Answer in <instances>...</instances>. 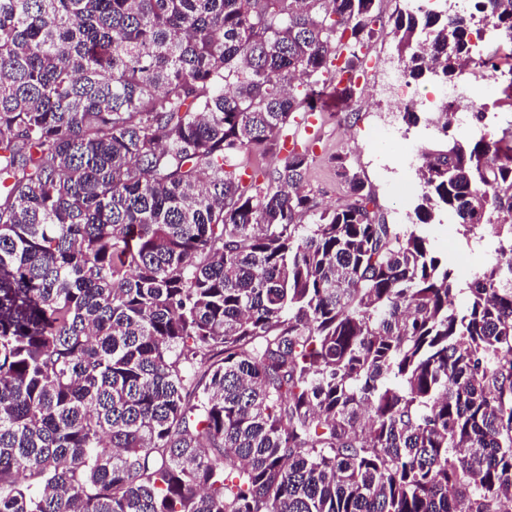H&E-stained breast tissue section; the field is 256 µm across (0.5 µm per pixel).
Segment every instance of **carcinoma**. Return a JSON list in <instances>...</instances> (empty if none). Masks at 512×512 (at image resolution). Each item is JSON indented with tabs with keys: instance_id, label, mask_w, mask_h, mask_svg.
I'll use <instances>...</instances> for the list:
<instances>
[{
	"instance_id": "obj_1",
	"label": "carcinoma",
	"mask_w": 512,
	"mask_h": 512,
	"mask_svg": "<svg viewBox=\"0 0 512 512\" xmlns=\"http://www.w3.org/2000/svg\"><path fill=\"white\" fill-rule=\"evenodd\" d=\"M406 9L414 83L476 19ZM376 0H0V512H504L512 125L423 153L390 224L347 156L306 191L295 116L357 71ZM272 156L271 170L251 158ZM502 260L468 280L440 214Z\"/></svg>"
}]
</instances>
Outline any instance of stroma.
<instances>
[{
  "mask_svg": "<svg viewBox=\"0 0 512 512\" xmlns=\"http://www.w3.org/2000/svg\"><path fill=\"white\" fill-rule=\"evenodd\" d=\"M366 54L376 71L369 87L357 92L343 111L330 106L321 109L319 150L307 176V188L325 207L343 203L345 192L336 181L331 159L339 153L346 154L370 184L376 208L389 223H409L412 205L421 192L415 170L401 164L402 149L383 145L374 135L375 130L393 126L396 133L407 136L418 149H426L439 143L442 135L437 126L420 121L410 127L396 120L395 93L384 87L388 69L398 64V53L392 36L378 34L369 44ZM433 232L439 246L455 260L462 277H470L487 262L483 246L473 239L458 236L451 224L434 226Z\"/></svg>",
  "mask_w": 512,
  "mask_h": 512,
  "instance_id": "obj_1",
  "label": "stroma"
}]
</instances>
